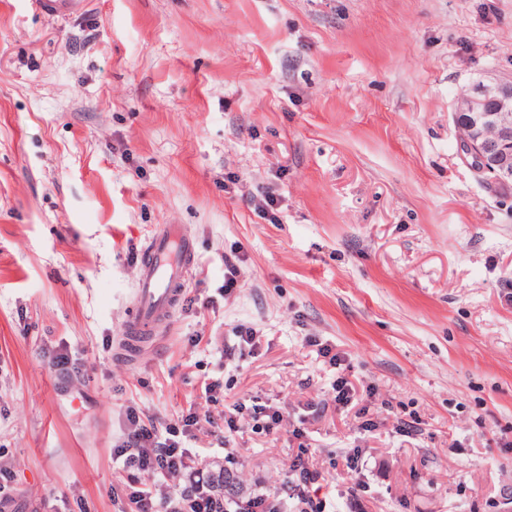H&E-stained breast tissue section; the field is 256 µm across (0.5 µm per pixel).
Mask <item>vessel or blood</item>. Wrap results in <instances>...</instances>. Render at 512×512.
Returning a JSON list of instances; mask_svg holds the SVG:
<instances>
[{
    "label": "vessel or blood",
    "mask_w": 512,
    "mask_h": 512,
    "mask_svg": "<svg viewBox=\"0 0 512 512\" xmlns=\"http://www.w3.org/2000/svg\"><path fill=\"white\" fill-rule=\"evenodd\" d=\"M196 264L195 248L181 226L163 225L147 239L134 290L136 314L124 325L119 344L123 356H135L146 339L170 325Z\"/></svg>",
    "instance_id": "b4317fda"
}]
</instances>
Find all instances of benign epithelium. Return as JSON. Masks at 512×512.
Listing matches in <instances>:
<instances>
[{
    "label": "benign epithelium",
    "mask_w": 512,
    "mask_h": 512,
    "mask_svg": "<svg viewBox=\"0 0 512 512\" xmlns=\"http://www.w3.org/2000/svg\"><path fill=\"white\" fill-rule=\"evenodd\" d=\"M498 95L499 110L484 111L485 96ZM456 111L473 114L471 123L460 128L458 150L466 163L478 174L495 182L512 178V80L491 74L478 78L470 94L457 105ZM495 151L494 163L486 155Z\"/></svg>",
    "instance_id": "7a95c632"
}]
</instances>
